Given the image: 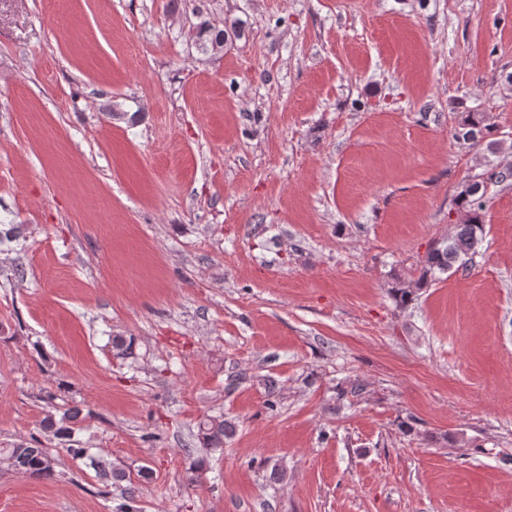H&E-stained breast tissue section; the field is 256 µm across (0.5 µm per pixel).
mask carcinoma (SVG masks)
<instances>
[{"label": "carcinoma", "instance_id": "1", "mask_svg": "<svg viewBox=\"0 0 512 512\" xmlns=\"http://www.w3.org/2000/svg\"><path fill=\"white\" fill-rule=\"evenodd\" d=\"M227 31L209 20L199 22L198 46L201 52L214 53L224 48ZM491 136V127L485 124L481 112H465L454 137L472 146L481 144ZM512 177V170H492L482 179L473 178L462 184L458 204L465 212L463 223L448 237L437 240L421 261L416 287L426 288L441 280L442 275L453 267H465L484 242L486 231L481 217L486 184L501 182ZM79 419V410L66 408L61 416L50 413L41 422L44 432L63 445V450L74 458H86L102 476L111 477L112 484L131 482L125 472L112 468L107 459L92 455L89 448L74 438L73 424ZM235 432V425L224 415H206L197 425L196 439L203 448L224 450V439ZM0 471H11L34 479H51L55 475V458L50 448L32 437L10 443L0 448Z\"/></svg>", "mask_w": 512, "mask_h": 512}]
</instances>
